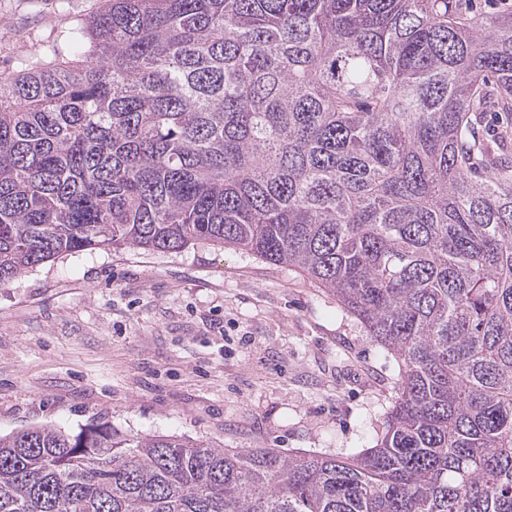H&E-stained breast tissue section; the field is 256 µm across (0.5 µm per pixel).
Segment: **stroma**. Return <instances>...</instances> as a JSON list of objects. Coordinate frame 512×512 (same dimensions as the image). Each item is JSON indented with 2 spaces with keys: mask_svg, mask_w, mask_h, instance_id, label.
Wrapping results in <instances>:
<instances>
[{
  "mask_svg": "<svg viewBox=\"0 0 512 512\" xmlns=\"http://www.w3.org/2000/svg\"><path fill=\"white\" fill-rule=\"evenodd\" d=\"M0 0V61L96 8ZM395 360L335 296L232 247L64 254L0 286V434L128 435L338 456L385 425Z\"/></svg>",
  "mask_w": 512,
  "mask_h": 512,
  "instance_id": "1",
  "label": "stroma"
}]
</instances>
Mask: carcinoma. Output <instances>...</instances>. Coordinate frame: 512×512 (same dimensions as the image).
Returning a JSON list of instances; mask_svg holds the SVG:
<instances>
[{
	"instance_id": "1",
	"label": "carcinoma",
	"mask_w": 512,
	"mask_h": 512,
	"mask_svg": "<svg viewBox=\"0 0 512 512\" xmlns=\"http://www.w3.org/2000/svg\"><path fill=\"white\" fill-rule=\"evenodd\" d=\"M512 14L104 0L0 70V286L110 247L245 250L400 380L345 457L108 422L0 435V512H512Z\"/></svg>"
}]
</instances>
